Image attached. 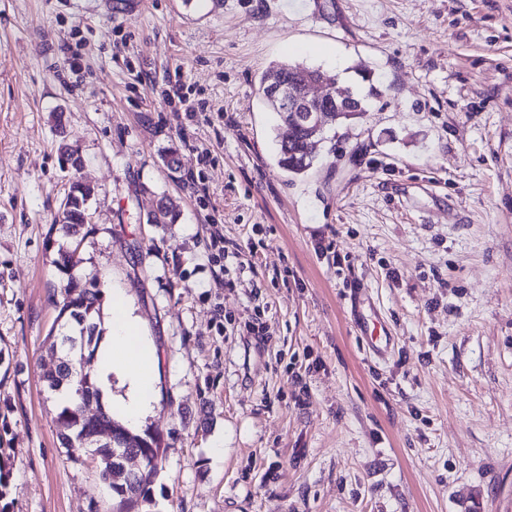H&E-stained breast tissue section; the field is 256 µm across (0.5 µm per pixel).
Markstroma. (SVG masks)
<instances>
[{
    "label": "stroma",
    "mask_w": 512,
    "mask_h": 512,
    "mask_svg": "<svg viewBox=\"0 0 512 512\" xmlns=\"http://www.w3.org/2000/svg\"><path fill=\"white\" fill-rule=\"evenodd\" d=\"M284 61L380 91L299 176L259 92ZM75 178L70 272L122 289L156 358L140 512H512V0H0V512L118 508L40 380ZM91 197V188L79 180H74L66 195V211L64 212L63 223L58 222L59 214L55 216V224H61L70 236L80 234L88 221V201ZM69 206V209L67 207ZM87 219V220H86Z\"/></svg>",
    "instance_id": "stroma-1"
}]
</instances>
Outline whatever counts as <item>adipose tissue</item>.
<instances>
[{"instance_id":"1","label":"adipose tissue","mask_w":512,"mask_h":512,"mask_svg":"<svg viewBox=\"0 0 512 512\" xmlns=\"http://www.w3.org/2000/svg\"><path fill=\"white\" fill-rule=\"evenodd\" d=\"M102 398L110 409L121 414L126 425H136L153 408L156 364L149 345L141 343L137 322L127 312L120 290L112 292L110 333L97 352ZM126 384L121 397H113L111 376Z\"/></svg>"}]
</instances>
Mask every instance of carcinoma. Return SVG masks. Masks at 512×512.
<instances>
[{
  "mask_svg": "<svg viewBox=\"0 0 512 512\" xmlns=\"http://www.w3.org/2000/svg\"><path fill=\"white\" fill-rule=\"evenodd\" d=\"M308 72L309 67L288 62L269 66L260 78L262 96L268 95L270 78L275 77L292 84L298 81L301 74ZM304 156L302 131L295 129L288 139L279 142L277 165L282 170L293 175L306 173L313 167L314 160H306ZM90 197V187L78 180L71 183L66 195L69 209L64 212L61 223L68 235L79 234L87 224ZM176 218L177 214L173 207L162 201L157 210L149 216V222L172 224ZM55 264L61 273L68 275L66 284L60 290L62 306L59 318L65 319L66 329L74 330L78 335L86 337L85 355L91 359L96 355L104 334L101 293L97 288V277L93 275L85 282L79 283L69 276V257L64 251L59 252ZM42 381L45 389L52 395H66V400L59 402L56 421L62 429L61 441L67 454L75 461L80 460L84 457L80 447L82 439H91L105 429L112 430V444H102L94 449L95 459L100 467V477L112 492V496L119 499V512H132L139 504L147 501L148 486L153 483L164 460L160 439L149 433L142 436L130 433L106 408L93 423L85 424L79 421L70 390L80 386L97 402L100 401V391L94 376L88 371H83L80 361L74 357L62 355L53 369L43 373ZM121 449L139 454L146 459V466L139 478L132 477L125 469L119 454Z\"/></svg>",
  "mask_w": 512,
  "mask_h": 512,
  "instance_id": "carcinoma-1",
  "label": "carcinoma"
}]
</instances>
